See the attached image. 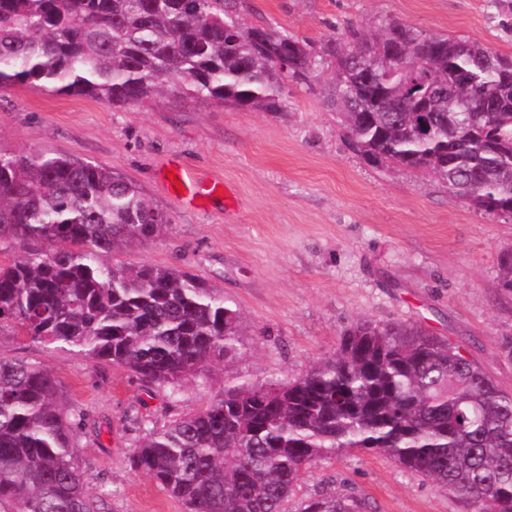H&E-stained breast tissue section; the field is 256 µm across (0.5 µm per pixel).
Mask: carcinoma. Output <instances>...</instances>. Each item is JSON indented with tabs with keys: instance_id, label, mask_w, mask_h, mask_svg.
<instances>
[{
	"instance_id": "carcinoma-1",
	"label": "carcinoma",
	"mask_w": 512,
	"mask_h": 512,
	"mask_svg": "<svg viewBox=\"0 0 512 512\" xmlns=\"http://www.w3.org/2000/svg\"><path fill=\"white\" fill-rule=\"evenodd\" d=\"M326 65L327 106L366 162L512 215V54L395 20L312 41L247 25L240 0H0L1 91L112 106L168 91L284 112L288 84L310 88ZM170 223L107 166L0 151V329L121 365L171 397L233 361L243 320L224 292L175 266L112 262ZM83 421L41 364L0 359V512H101L78 460ZM353 449L387 456L469 512H512V393L461 347L402 322L355 323L292 381L224 385L204 410L148 430L130 462L186 512H288L302 473ZM296 512L367 510L334 491Z\"/></svg>"
}]
</instances>
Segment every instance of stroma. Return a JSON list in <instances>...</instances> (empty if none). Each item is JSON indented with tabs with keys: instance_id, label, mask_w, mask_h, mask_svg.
I'll list each match as a JSON object with an SVG mask.
<instances>
[{
	"instance_id": "1",
	"label": "stroma",
	"mask_w": 512,
	"mask_h": 512,
	"mask_svg": "<svg viewBox=\"0 0 512 512\" xmlns=\"http://www.w3.org/2000/svg\"><path fill=\"white\" fill-rule=\"evenodd\" d=\"M250 24L321 40L332 27L389 19L428 34L476 39L512 53V9L490 0H244ZM327 81L289 87L284 112H250L168 92L112 107L33 87L0 91V150L65 153L133 180L171 218L149 244L115 252L123 264L175 265L223 291L240 310L238 357L185 381L177 398L124 367L92 363L0 330V358L41 363L67 406L86 416L77 435L89 488L105 512H186L130 464L145 430L206 408L225 382L292 380L333 355L362 319L420 325L461 345L512 392V292L500 286L512 217L451 196L442 181L364 161L327 110ZM187 163L223 180L232 205L182 207L160 168ZM342 491L370 512H465L431 481L357 450L312 465L289 501Z\"/></svg>"
}]
</instances>
